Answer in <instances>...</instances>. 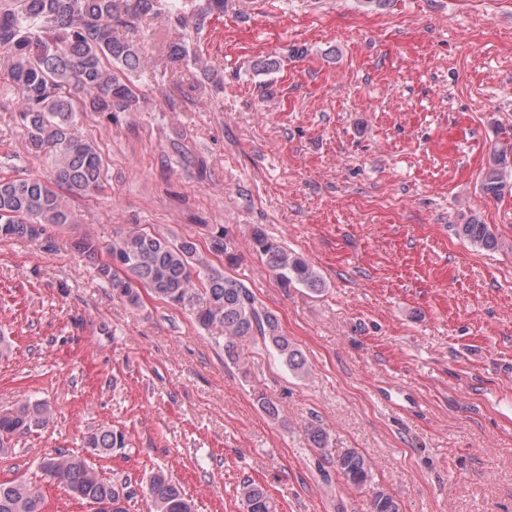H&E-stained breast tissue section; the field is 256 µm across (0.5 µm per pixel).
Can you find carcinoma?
<instances>
[{
	"label": "carcinoma",
	"mask_w": 512,
	"mask_h": 512,
	"mask_svg": "<svg viewBox=\"0 0 512 512\" xmlns=\"http://www.w3.org/2000/svg\"><path fill=\"white\" fill-rule=\"evenodd\" d=\"M0 0V49L6 51L10 79L21 97L18 121L31 149L49 161L51 177L0 179V239L40 238L46 225L70 224L72 213L60 190L72 196L102 187L103 159L96 146L77 133L79 112H130L140 94L128 74L143 60L135 40L120 33L136 31L148 17L163 11L174 26L206 12H224V0ZM512 183V164L498 150L482 179V192L496 198ZM465 240L492 250L497 245L487 224L458 225ZM252 249L265 257L267 267L285 288L300 285L312 291L323 287L321 276L307 260L286 250L260 229L251 237ZM226 235L212 238L208 253L190 239L169 238L135 228L112 242L110 262L96 270L112 291L133 306L140 304L142 286L172 306H189L198 324L224 332V352L240 369L235 351L239 340L254 339L274 351L292 372L304 373L305 360L285 336L277 317L264 309L239 279L214 268L208 254H225ZM55 412L42 401L26 402L0 414V456L15 449L18 439L48 428ZM122 431L100 427L85 447L97 456L123 448ZM53 471L52 481L74 498L92 505H110L112 512H129L132 493L126 480H109L82 455L59 452L41 461ZM336 469L354 489L372 479L369 460L348 449ZM151 512H196L195 502L167 474L157 471L145 485ZM245 512H277V504L260 485L245 480L237 487ZM45 499L19 479L0 481V512H44ZM370 512H400L395 498L384 490L374 493Z\"/></svg>",
	"instance_id": "cac0c4a2"
}]
</instances>
